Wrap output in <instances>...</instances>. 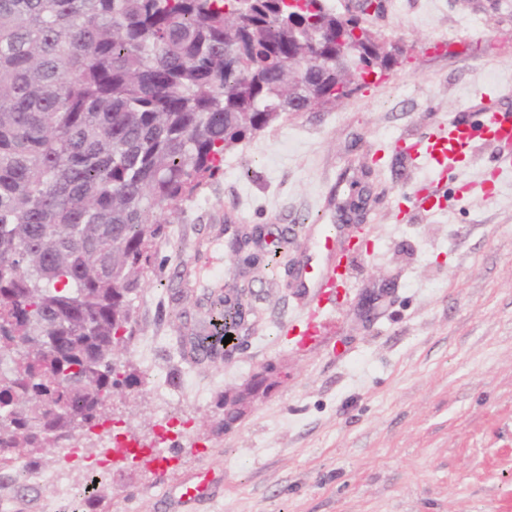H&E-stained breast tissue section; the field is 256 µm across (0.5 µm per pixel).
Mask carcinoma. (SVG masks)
Wrapping results in <instances>:
<instances>
[{
  "label": "carcinoma",
  "instance_id": "cac0c4a2",
  "mask_svg": "<svg viewBox=\"0 0 512 512\" xmlns=\"http://www.w3.org/2000/svg\"><path fill=\"white\" fill-rule=\"evenodd\" d=\"M295 2L0 0V465L63 447L143 382L114 352L134 334L158 215L245 139L390 69L358 16ZM356 28L340 56L336 34ZM293 244H264L265 266ZM250 315L211 290L207 331L177 314L184 353L224 357Z\"/></svg>",
  "mask_w": 512,
  "mask_h": 512
}]
</instances>
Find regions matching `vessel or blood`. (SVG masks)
Segmentation results:
<instances>
[{"mask_svg": "<svg viewBox=\"0 0 512 512\" xmlns=\"http://www.w3.org/2000/svg\"><path fill=\"white\" fill-rule=\"evenodd\" d=\"M486 99L476 123L442 122L437 132L408 144L410 157H426L432 164L433 173L441 177L459 168L475 145L482 142L493 147L498 170L512 171V113L497 109L494 93H487ZM339 240V234L325 235L323 247L329 258L325 264L310 271L309 285L316 288L318 295H334L347 281L346 267L335 258ZM320 316V307H308L298 320L286 325L284 331L298 336L304 343L315 340L320 333Z\"/></svg>", "mask_w": 512, "mask_h": 512, "instance_id": "b4317fda", "label": "vessel or blood"}]
</instances>
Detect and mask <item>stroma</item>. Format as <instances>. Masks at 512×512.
Listing matches in <instances>:
<instances>
[{
	"mask_svg": "<svg viewBox=\"0 0 512 512\" xmlns=\"http://www.w3.org/2000/svg\"><path fill=\"white\" fill-rule=\"evenodd\" d=\"M397 61L336 105L294 112L224 157V172L161 215L138 325L121 359L148 379L87 434L141 450L113 464L79 512H512V172L493 196L462 192L492 171L477 145L449 174L442 206L417 210L412 187L434 175L396 148L448 119L473 120L480 95L512 113V0H383L362 16ZM361 200L365 240L323 327L304 345L283 325L315 299L299 271L324 224ZM289 227L294 245L273 271L239 262L225 225ZM245 289L256 317L241 347L199 366L179 353L176 312L195 314L202 287L167 288L203 265ZM277 385L224 431L221 394L262 368ZM192 377L196 391L172 395ZM187 428L163 433L166 418ZM173 443L170 465L150 449ZM216 480L187 503L179 486ZM0 467L8 512H50L49 484L18 491Z\"/></svg>",
	"mask_w": 512,
	"mask_h": 512,
	"instance_id": "35a3bbf8",
	"label": "stroma"
}]
</instances>
